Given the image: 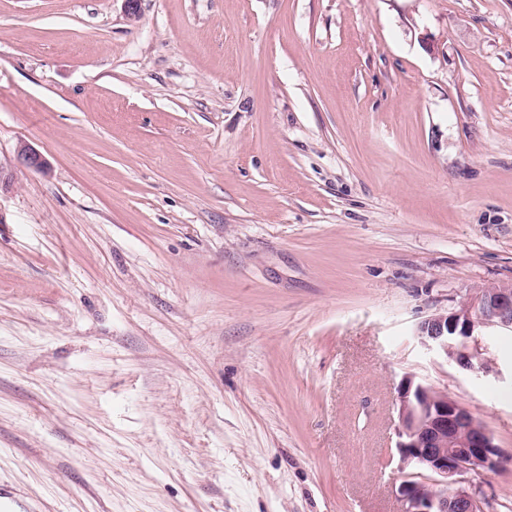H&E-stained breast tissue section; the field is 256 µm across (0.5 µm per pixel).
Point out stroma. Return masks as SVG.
I'll return each mask as SVG.
<instances>
[{"label":"stroma","mask_w":512,"mask_h":512,"mask_svg":"<svg viewBox=\"0 0 512 512\" xmlns=\"http://www.w3.org/2000/svg\"><path fill=\"white\" fill-rule=\"evenodd\" d=\"M48 162L18 165L19 143ZM16 512H400L418 324L512 281V0H0Z\"/></svg>","instance_id":"obj_1"}]
</instances>
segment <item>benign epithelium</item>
Returning <instances> with one entry per match:
<instances>
[{"label": "benign epithelium", "instance_id": "benign-epithelium-1", "mask_svg": "<svg viewBox=\"0 0 512 512\" xmlns=\"http://www.w3.org/2000/svg\"><path fill=\"white\" fill-rule=\"evenodd\" d=\"M17 162L43 170L46 159L22 143ZM512 330V282L478 288L457 309L436 311L417 328L427 349L472 373L498 370L486 356V332ZM399 426L396 448L402 467L415 477L396 488L402 512H482L483 486L488 473L499 470L504 458L492 433L448 390L407 374L397 396Z\"/></svg>", "mask_w": 512, "mask_h": 512}]
</instances>
